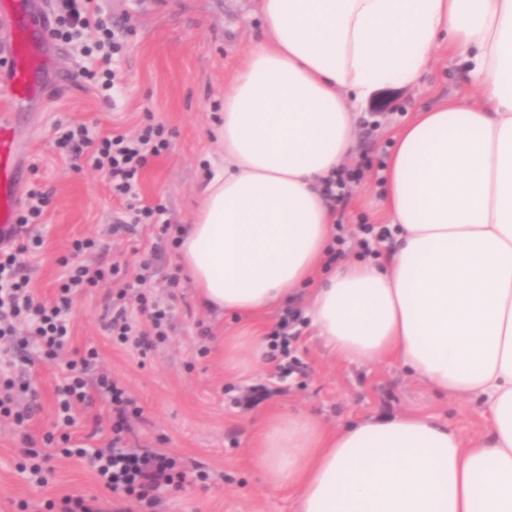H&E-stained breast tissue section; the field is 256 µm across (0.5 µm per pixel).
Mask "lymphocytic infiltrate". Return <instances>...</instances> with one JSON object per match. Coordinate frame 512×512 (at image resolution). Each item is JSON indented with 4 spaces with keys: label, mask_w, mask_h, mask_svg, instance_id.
Listing matches in <instances>:
<instances>
[{
    "label": "lymphocytic infiltrate",
    "mask_w": 512,
    "mask_h": 512,
    "mask_svg": "<svg viewBox=\"0 0 512 512\" xmlns=\"http://www.w3.org/2000/svg\"><path fill=\"white\" fill-rule=\"evenodd\" d=\"M94 28V46L102 50L103 62H110L113 53L119 52L120 43L115 31L104 19L91 18L85 0H57V9L51 26L50 37L70 42L75 31ZM56 142L60 148L74 156L91 154L96 165L107 168L112 194L118 198L132 199L137 195L138 176L149 158L157 157L169 145V132L163 124L147 123L135 135L123 134L97 138L85 126L55 127ZM41 238L20 243L15 247H0V339L15 335V320L28 324L27 334L40 344L46 357H55L68 334V321L75 292L93 288L109 280L118 290L112 300V316L108 329L118 343L150 346L164 342L168 336L169 309L154 299L144 274H132L128 264L115 262L103 267L85 260L86 252L95 248L93 239L75 241L74 261L66 262V275L58 288L56 299L49 304L35 299L29 289L28 279L19 271L18 257L29 250L39 248ZM135 301L138 311L147 322L146 328H138L127 310L128 301ZM95 349H87L80 358L83 368L95 360ZM81 372L68 376L55 389L58 407L57 425L62 429V441H69L68 430L75 424L72 412L91 398V388L97 387L109 393L117 411L112 424V440L104 448H77L73 454L89 458L98 478L113 491L122 493L127 501L156 503V493L164 487L179 484L183 474L175 459L151 450H134L121 447L122 434L130 417L139 415L140 409L128 397L123 388L107 376H100L96 384H89Z\"/></svg>",
    "instance_id": "lymphocytic-infiltrate-1"
}]
</instances>
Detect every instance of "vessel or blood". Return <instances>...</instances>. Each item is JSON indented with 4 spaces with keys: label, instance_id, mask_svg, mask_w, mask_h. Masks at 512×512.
Segmentation results:
<instances>
[{
    "label": "vessel or blood",
    "instance_id": "1",
    "mask_svg": "<svg viewBox=\"0 0 512 512\" xmlns=\"http://www.w3.org/2000/svg\"><path fill=\"white\" fill-rule=\"evenodd\" d=\"M42 21L36 14H24L0 5V58L8 63L7 77L0 81V93L11 105L35 95L34 74L45 63L44 48L34 35ZM17 138L12 123L0 120V242L7 241L15 227L18 207L16 166Z\"/></svg>",
    "mask_w": 512,
    "mask_h": 512
}]
</instances>
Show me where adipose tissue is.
Masks as SVG:
<instances>
[{"mask_svg":"<svg viewBox=\"0 0 512 512\" xmlns=\"http://www.w3.org/2000/svg\"><path fill=\"white\" fill-rule=\"evenodd\" d=\"M267 43L224 96L201 206L178 249L199 304L253 316L310 288L308 315L345 359L396 357L491 415L480 443L431 416L330 432L268 418L254 455L296 512H512V0H262ZM447 47L479 102L417 113L387 160L385 265L327 266L323 182L354 140V110L412 84Z\"/></svg>","mask_w":512,"mask_h":512,"instance_id":"adipose-tissue-1","label":"adipose tissue"}]
</instances>
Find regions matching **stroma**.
<instances>
[{
	"label": "stroma",
	"mask_w": 512,
	"mask_h": 512,
	"mask_svg": "<svg viewBox=\"0 0 512 512\" xmlns=\"http://www.w3.org/2000/svg\"><path fill=\"white\" fill-rule=\"evenodd\" d=\"M96 5L105 20L123 26L115 61L121 81L109 97L80 78L90 61L78 43L51 40L45 45L48 62L37 75L40 94L15 110L0 99V114L11 113L22 149L19 196L32 189L49 196L38 222L21 233L25 239L42 237L43 245L20 260L33 294L48 303L64 272L60 260L70 255L75 240H97L99 248L89 259L104 266L149 259L152 291L172 306L169 336L151 348L113 342L106 329L112 286L103 283L75 294L70 334L57 358L44 357L32 342L8 354L11 376L30 385L16 398L31 416L20 426L0 418V512H19L22 503L26 512H46L47 501L75 495L97 498L102 512H112L113 493L93 467L44 442L55 420L54 389L71 361L91 347L98 358L85 372L88 381L108 374L142 409L130 423L125 447L167 454L187 474L180 487L160 493L153 512H295L296 491L266 485L253 455L259 428L276 412L303 413L331 430L386 414L431 416L455 428L464 444L483 440L491 420L479 400L440 395L394 358L337 357L305 323L292 345L300 371L278 372L266 356L229 361L226 352L235 337L271 335L283 308L246 320L204 311L189 279L168 288L176 250L158 238L156 227L143 224L135 234L113 236L126 201L113 197L108 175L92 162L73 167L54 142L55 125L82 124L104 136L134 134L150 120L163 123L172 133L170 145L144 168L137 202L162 203L165 223L186 226L202 197L208 159L221 151L214 128L224 95L243 59L264 40L265 29L261 0H97ZM479 98L458 56L443 47L415 85L396 88L389 110L358 108L348 166L363 175L335 208L347 239L345 259L365 260L359 246L362 225L386 221L383 166L398 131L416 112L444 100ZM112 416L107 395L93 391L91 404L76 412L72 440L105 445L107 436L91 431L97 424L109 428ZM31 448L47 456V481L41 486L19 469Z\"/></svg>",
	"instance_id": "35a3bbf8"
}]
</instances>
